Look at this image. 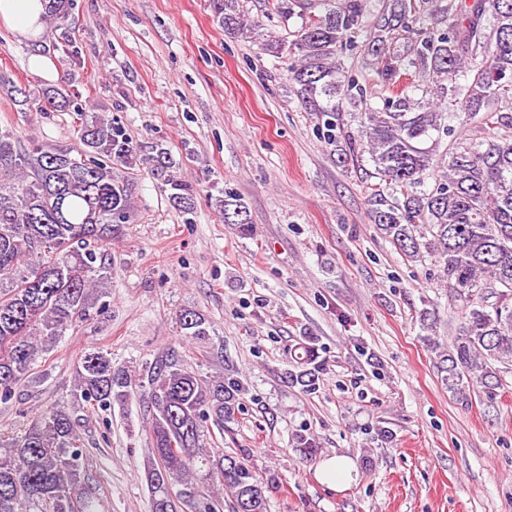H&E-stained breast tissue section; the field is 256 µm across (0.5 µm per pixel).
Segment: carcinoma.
Wrapping results in <instances>:
<instances>
[{
    "mask_svg": "<svg viewBox=\"0 0 512 512\" xmlns=\"http://www.w3.org/2000/svg\"><path fill=\"white\" fill-rule=\"evenodd\" d=\"M237 0H212L224 33L248 39L260 50L286 58L289 79L302 107L323 124V136L345 138L349 157L356 142L369 155L379 183L369 196L371 223L413 262L429 260L448 288L456 310L455 335L443 345L433 331L432 312L420 322L423 341L438 352L443 385L454 395L476 384L490 397L512 372V138L488 137L455 143L440 163L441 139L450 134L448 106L478 117L494 130L512 127V114L496 101L512 102V0H448V29L424 24L429 0H391L372 20L375 73L388 85L412 71L428 76L429 98L415 100L400 90L381 109L366 89L344 74L341 56L362 26L363 0H273L275 14L300 9L301 26L288 40L260 31L237 12ZM73 0H48V16L64 26ZM466 83L460 84V77ZM21 105L41 112L68 109L60 89ZM360 107L357 135L344 134L341 104ZM80 147L23 148L14 133L0 131V402L12 399L33 366L69 328L105 313L101 298L110 288L103 243L132 214L128 182L116 170L140 158V146L113 119L79 106ZM166 186L169 206L194 207L193 185L168 173L169 153L155 148L146 158ZM224 223L251 231L248 209L235 195L217 201ZM183 336L204 342L207 316L183 309L175 317ZM288 381L316 387L324 362L312 336L295 345ZM80 398L92 407L125 405L139 391L144 399L151 452L144 461L152 512H269L275 480L264 479L246 454L209 450L212 427L234 420L242 395L232 377L205 379L169 354L138 373L112 364L99 349L84 353L75 371ZM80 422L57 405L21 435L0 436V512H100L96 495L83 484L84 448ZM294 448L311 460L319 447L304 430L292 434ZM219 481L216 494L204 481Z\"/></svg>",
    "mask_w": 512,
    "mask_h": 512,
    "instance_id": "carcinoma-1",
    "label": "carcinoma"
}]
</instances>
